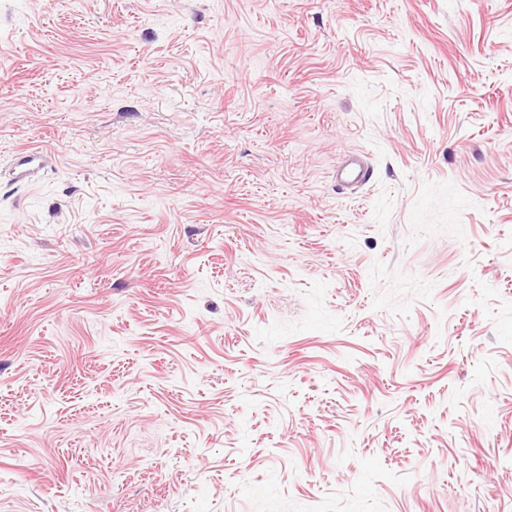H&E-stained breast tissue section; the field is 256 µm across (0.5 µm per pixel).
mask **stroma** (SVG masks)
<instances>
[{
	"label": "stroma",
	"instance_id": "1",
	"mask_svg": "<svg viewBox=\"0 0 512 512\" xmlns=\"http://www.w3.org/2000/svg\"><path fill=\"white\" fill-rule=\"evenodd\" d=\"M0 512H512V0H0ZM337 177L345 183H366L370 180L369 167L359 156H351L337 170Z\"/></svg>",
	"mask_w": 512,
	"mask_h": 512
}]
</instances>
